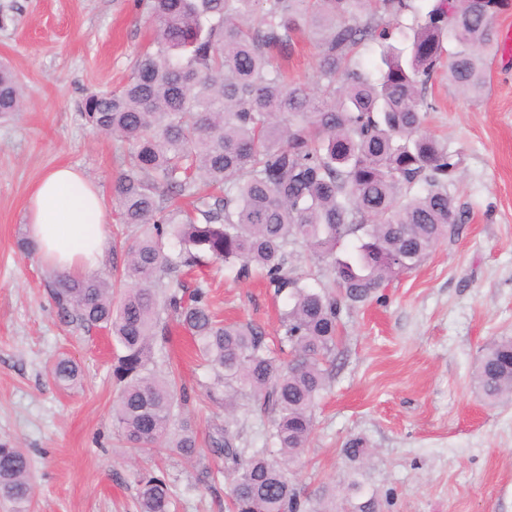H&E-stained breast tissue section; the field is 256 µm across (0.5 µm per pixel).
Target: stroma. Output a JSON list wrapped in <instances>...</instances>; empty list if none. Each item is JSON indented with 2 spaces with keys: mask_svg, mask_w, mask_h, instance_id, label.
<instances>
[{
  "mask_svg": "<svg viewBox=\"0 0 512 512\" xmlns=\"http://www.w3.org/2000/svg\"><path fill=\"white\" fill-rule=\"evenodd\" d=\"M154 36L136 0H0V61L27 97L21 115L0 120V444L28 453L31 512H137V480L148 471L170 485L173 512H228L230 476L207 449L224 410L207 397L214 375L189 335L155 345L154 367L189 389L178 417L194 425L203 456L130 455L112 422L115 342L63 320L47 287L51 270L18 246L35 185L68 164L105 199L103 268L122 265L141 234L118 224L112 201L128 146L93 130L79 105L121 89ZM429 96L437 108L427 129L459 153L456 204L466 224L378 300L344 310L336 365L292 481L306 496L335 492L340 507L354 480L376 512H512V400L487 405L472 383L486 342L512 336V53L490 52L481 97L463 95L442 72ZM182 285L204 286L219 318L259 325L276 344L286 297L209 260ZM61 357L78 365L77 383L51 377ZM354 438L368 458L347 454ZM204 466L214 474L208 486L197 480Z\"/></svg>",
  "mask_w": 512,
  "mask_h": 512,
  "instance_id": "stroma-1",
  "label": "stroma"
}]
</instances>
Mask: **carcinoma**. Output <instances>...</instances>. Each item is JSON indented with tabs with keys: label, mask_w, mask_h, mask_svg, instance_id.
I'll return each mask as SVG.
<instances>
[{
	"label": "carcinoma",
	"mask_w": 512,
	"mask_h": 512,
	"mask_svg": "<svg viewBox=\"0 0 512 512\" xmlns=\"http://www.w3.org/2000/svg\"><path fill=\"white\" fill-rule=\"evenodd\" d=\"M156 29L131 80L92 93L80 115L96 131L128 143L112 182L121 223L142 234L120 269L49 282L61 315L107 330L121 347L112 376L120 384L112 416L127 447L170 448L185 458L201 449L192 426L176 431L174 410L191 393L149 369L153 344L169 333L158 307L190 334L224 388V428L210 440L233 475V512H336V495L302 497L290 478L314 429L313 410L336 361L342 309L365 304L396 276L417 267L438 243L459 234L455 206L458 153L425 130L426 99L443 56L462 92H484L488 52L498 44L488 18L505 0H434L405 35L389 43L392 21L411 0H137ZM318 34L316 89L288 80L274 64L296 35ZM381 44L378 75L355 60L359 46ZM20 83L0 64V115L23 111ZM359 235L343 258L336 246ZM174 239L179 251H166ZM328 261L317 288L293 268V246ZM226 263L241 280L259 273L288 295L281 347L270 355L252 323L215 319L206 289L170 288L202 257ZM54 380L72 384L77 365L58 359ZM474 388L495 403L512 398V336L488 342ZM270 418L275 452L240 446L239 398ZM0 498L29 512L30 465L21 448L0 445ZM139 512H171L166 480L137 481Z\"/></svg>",
	"instance_id": "obj_1"
}]
</instances>
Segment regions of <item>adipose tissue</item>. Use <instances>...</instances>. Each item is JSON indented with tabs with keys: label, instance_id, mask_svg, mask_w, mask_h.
<instances>
[{
	"label": "adipose tissue",
	"instance_id": "ef3b65f1",
	"mask_svg": "<svg viewBox=\"0 0 512 512\" xmlns=\"http://www.w3.org/2000/svg\"><path fill=\"white\" fill-rule=\"evenodd\" d=\"M29 237L49 269L87 275L110 246L103 197L70 165L45 174L28 201Z\"/></svg>",
	"mask_w": 512,
	"mask_h": 512
}]
</instances>
